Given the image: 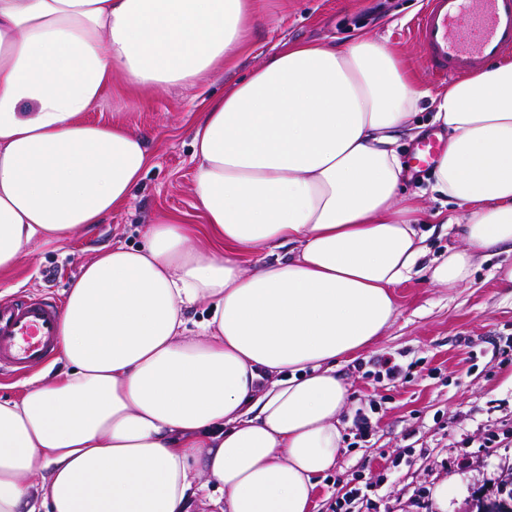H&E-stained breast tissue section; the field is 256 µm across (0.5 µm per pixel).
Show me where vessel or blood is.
I'll list each match as a JSON object with an SVG mask.
<instances>
[{"label": "vessel or blood", "mask_w": 512, "mask_h": 512, "mask_svg": "<svg viewBox=\"0 0 512 512\" xmlns=\"http://www.w3.org/2000/svg\"><path fill=\"white\" fill-rule=\"evenodd\" d=\"M413 29L432 76H461L512 46V0H429ZM58 322L46 298L0 303V372L45 363L58 344Z\"/></svg>", "instance_id": "vessel-or-blood-1"}]
</instances>
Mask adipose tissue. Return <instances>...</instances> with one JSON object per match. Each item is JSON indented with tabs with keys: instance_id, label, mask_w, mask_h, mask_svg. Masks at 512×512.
<instances>
[{
	"instance_id": "ef3b65f1",
	"label": "adipose tissue",
	"mask_w": 512,
	"mask_h": 512,
	"mask_svg": "<svg viewBox=\"0 0 512 512\" xmlns=\"http://www.w3.org/2000/svg\"><path fill=\"white\" fill-rule=\"evenodd\" d=\"M250 22L249 0H0V268L129 200L147 137L84 118L113 74L195 84ZM423 105L448 133L434 190L465 213L460 246L423 271L459 286L512 245L511 59L433 94L378 40L282 43L195 124L210 249L164 217L104 251L67 291L64 370L0 397V512H311L343 442L340 363L423 272L395 147Z\"/></svg>"
}]
</instances>
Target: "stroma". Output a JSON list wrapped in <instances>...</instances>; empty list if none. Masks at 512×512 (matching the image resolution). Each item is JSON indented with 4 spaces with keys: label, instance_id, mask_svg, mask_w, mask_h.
Segmentation results:
<instances>
[{
    "label": "stroma",
    "instance_id": "1",
    "mask_svg": "<svg viewBox=\"0 0 512 512\" xmlns=\"http://www.w3.org/2000/svg\"><path fill=\"white\" fill-rule=\"evenodd\" d=\"M250 0L253 24L238 57L223 72L193 86L133 88L113 76L86 120L118 122L148 138L150 162L131 199L102 223L62 243L35 241L11 268L0 270V291L64 300L65 289L98 255L121 242L138 246L147 224L176 216L202 224L191 162L194 125L206 98L224 93L274 54L283 42L344 43L367 36L397 51L422 88L441 85L427 70L408 28L426 0ZM512 263L506 248L478 258L471 283L441 288L425 279L399 285V315L382 338L345 362L354 408L376 404L369 441L342 448L336 465L318 481L312 512H333L356 484L379 483L367 512H473L512 473V290L494 275ZM407 365L405 379H376L377 360ZM447 483L448 502L434 490Z\"/></svg>",
    "mask_w": 512,
    "mask_h": 512
}]
</instances>
